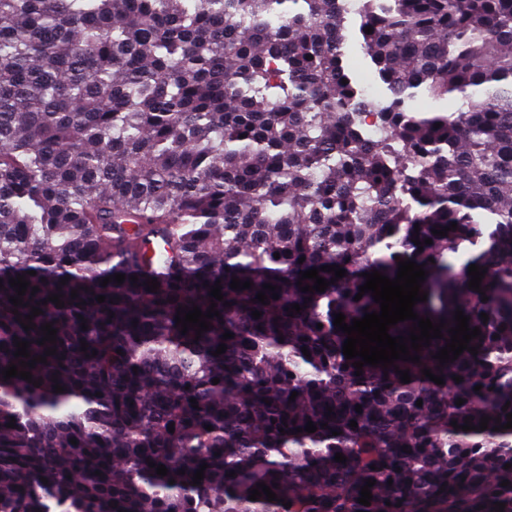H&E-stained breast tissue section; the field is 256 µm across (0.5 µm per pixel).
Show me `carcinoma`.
<instances>
[{
	"label": "carcinoma",
	"mask_w": 512,
	"mask_h": 512,
	"mask_svg": "<svg viewBox=\"0 0 512 512\" xmlns=\"http://www.w3.org/2000/svg\"><path fill=\"white\" fill-rule=\"evenodd\" d=\"M347 12L0 0V512H512V428L495 430L512 413V0H359L384 101L345 66ZM453 94L461 105L443 107ZM152 242L172 268L159 289L101 286L150 264ZM407 259L428 271L413 311L446 323L443 338L410 351L418 363L357 376L334 314L350 325L380 311L369 292L354 300L361 273L393 279ZM472 264L486 268L480 293ZM325 265L346 276L300 291L299 272ZM19 275L30 287L16 308ZM217 281L221 317L198 340L181 334L176 308L207 311ZM265 283L279 295L267 305ZM458 309L481 331L478 354L441 365ZM46 323L57 339L41 345ZM16 339L32 357L56 348L28 368L38 387L1 375L23 370ZM484 416V431L451 426ZM260 482L277 500H249Z\"/></svg>",
	"instance_id": "carcinoma-1"
}]
</instances>
